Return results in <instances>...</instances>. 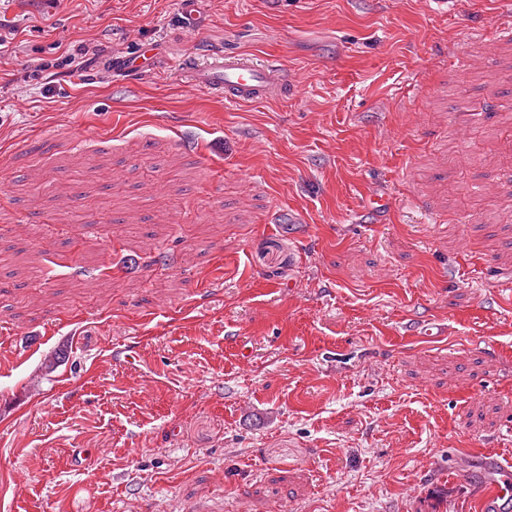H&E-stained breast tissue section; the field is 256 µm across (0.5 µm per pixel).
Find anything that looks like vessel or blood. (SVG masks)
I'll use <instances>...</instances> for the list:
<instances>
[{
	"instance_id": "b4317fda",
	"label": "vessel or blood",
	"mask_w": 512,
	"mask_h": 512,
	"mask_svg": "<svg viewBox=\"0 0 512 512\" xmlns=\"http://www.w3.org/2000/svg\"><path fill=\"white\" fill-rule=\"evenodd\" d=\"M157 57L155 50H141L112 59L109 67L113 75L120 76L149 66ZM190 79L204 90L224 94L232 103L264 101L274 92L288 88L285 71L277 62L262 63L248 57L233 60L212 58L206 65L192 69ZM484 463L490 489L488 504L512 503V464L491 454L486 455Z\"/></svg>"
}]
</instances>
